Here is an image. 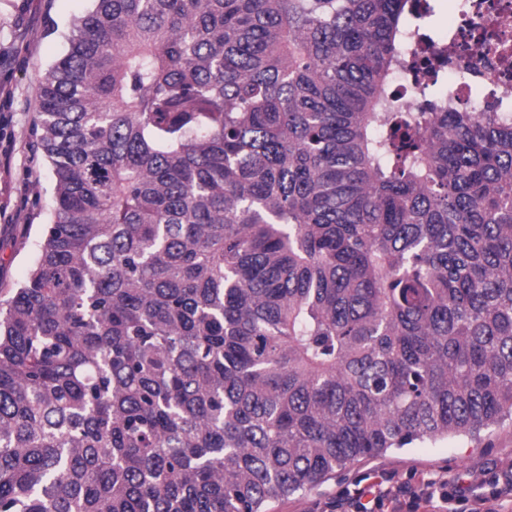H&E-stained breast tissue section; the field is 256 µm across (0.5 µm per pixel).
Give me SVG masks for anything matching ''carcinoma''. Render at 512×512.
<instances>
[{"mask_svg": "<svg viewBox=\"0 0 512 512\" xmlns=\"http://www.w3.org/2000/svg\"><path fill=\"white\" fill-rule=\"evenodd\" d=\"M409 0H91L0 300V512H271L512 415V118L393 89Z\"/></svg>", "mask_w": 512, "mask_h": 512, "instance_id": "obj_1", "label": "carcinoma"}]
</instances>
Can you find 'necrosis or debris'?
<instances>
[{"mask_svg": "<svg viewBox=\"0 0 512 512\" xmlns=\"http://www.w3.org/2000/svg\"><path fill=\"white\" fill-rule=\"evenodd\" d=\"M459 17L447 36H430L423 25L410 27L413 42L426 48L425 61L447 73L449 107L467 98L479 99L483 111L512 113V46L481 54L479 40L498 25L512 26V0H450Z\"/></svg>", "mask_w": 512, "mask_h": 512, "instance_id": "necrosis-or-debris-1", "label": "necrosis or debris"}]
</instances>
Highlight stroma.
Returning <instances> with one entry per match:
<instances>
[{
    "label": "stroma",
    "instance_id": "obj_1",
    "mask_svg": "<svg viewBox=\"0 0 512 512\" xmlns=\"http://www.w3.org/2000/svg\"><path fill=\"white\" fill-rule=\"evenodd\" d=\"M88 0H0V53L15 64L0 68V85L14 97L10 131L19 147L10 178L0 181V204L18 211L20 223H0V298L27 277L36 243L52 209V174L43 154L29 156L36 144L33 132L38 112V89L46 70L67 47L66 37L75 16ZM384 470L393 485L422 486L434 481L448 494L451 512H468L462 493L471 488L489 491L498 477L512 470V419L507 418L476 437H448L364 460L339 470L323 484L276 503L273 512H329L339 494L353 484L377 487L375 470Z\"/></svg>",
    "mask_w": 512,
    "mask_h": 512
}]
</instances>
